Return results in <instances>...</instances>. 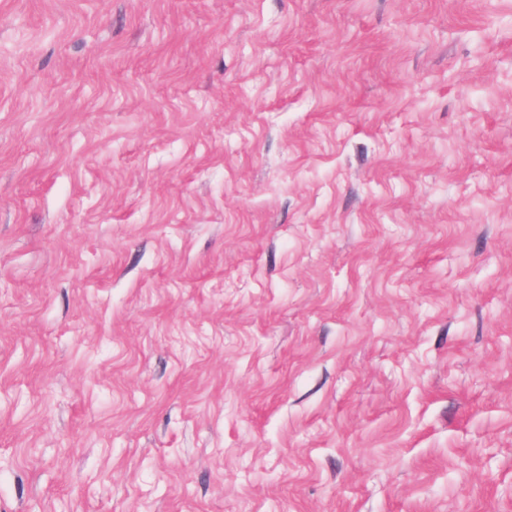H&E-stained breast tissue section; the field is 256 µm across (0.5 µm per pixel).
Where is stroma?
I'll return each mask as SVG.
<instances>
[{
    "label": "stroma",
    "mask_w": 512,
    "mask_h": 512,
    "mask_svg": "<svg viewBox=\"0 0 512 512\" xmlns=\"http://www.w3.org/2000/svg\"><path fill=\"white\" fill-rule=\"evenodd\" d=\"M0 512H512V0H0Z\"/></svg>",
    "instance_id": "obj_1"
}]
</instances>
